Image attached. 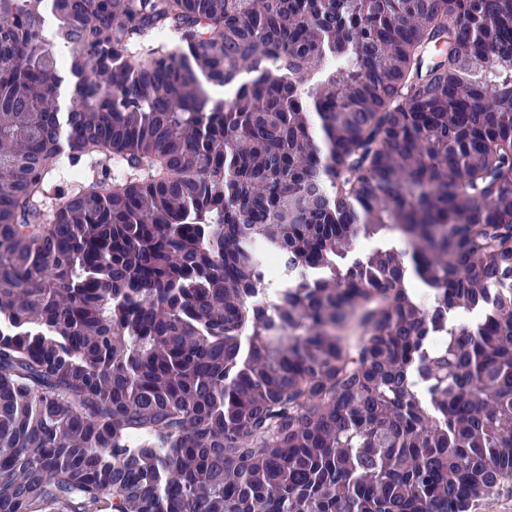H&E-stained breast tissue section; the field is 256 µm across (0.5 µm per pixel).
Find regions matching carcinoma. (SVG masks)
I'll list each match as a JSON object with an SVG mask.
<instances>
[{
	"instance_id": "1",
	"label": "carcinoma",
	"mask_w": 512,
	"mask_h": 512,
	"mask_svg": "<svg viewBox=\"0 0 512 512\" xmlns=\"http://www.w3.org/2000/svg\"><path fill=\"white\" fill-rule=\"evenodd\" d=\"M51 2L64 56L0 0V512L511 478L512 0ZM293 272L288 270L277 256L267 260L263 276L264 288H261L267 302L274 303L279 294L291 283Z\"/></svg>"
}]
</instances>
